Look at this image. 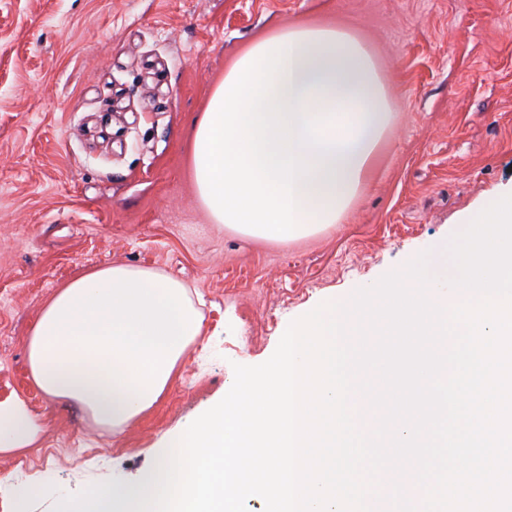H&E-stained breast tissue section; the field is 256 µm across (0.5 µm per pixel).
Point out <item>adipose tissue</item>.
Here are the masks:
<instances>
[{
  "instance_id": "1",
  "label": "adipose tissue",
  "mask_w": 512,
  "mask_h": 512,
  "mask_svg": "<svg viewBox=\"0 0 512 512\" xmlns=\"http://www.w3.org/2000/svg\"><path fill=\"white\" fill-rule=\"evenodd\" d=\"M393 107L351 30L292 25L251 44L195 121L192 179L216 224L288 243L335 224L366 180ZM203 314L182 282L112 265L59 288L28 341L33 384L119 433L175 379ZM40 426L21 397L0 401V455Z\"/></svg>"
}]
</instances>
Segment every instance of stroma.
<instances>
[{
	"label": "stroma",
	"instance_id": "obj_1",
	"mask_svg": "<svg viewBox=\"0 0 512 512\" xmlns=\"http://www.w3.org/2000/svg\"><path fill=\"white\" fill-rule=\"evenodd\" d=\"M307 20L365 39L394 120L336 224L254 241L199 201L194 120L243 48ZM509 194L512 0H0V400L23 398L41 427L0 457V512L136 484L234 364L265 362L292 321L421 253L445 282L449 238ZM112 264L186 283L204 315L171 387L119 434L33 386L26 350L56 289Z\"/></svg>",
	"mask_w": 512,
	"mask_h": 512
}]
</instances>
